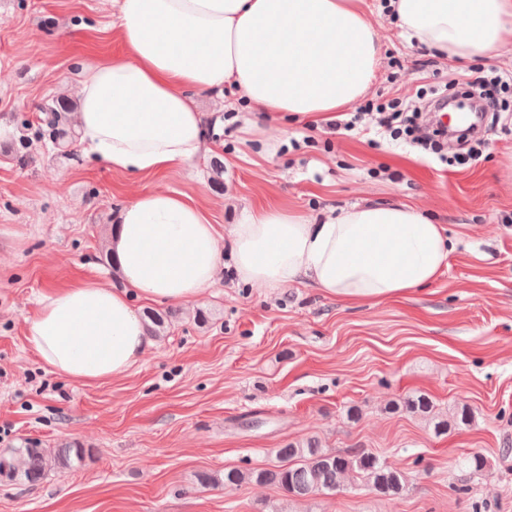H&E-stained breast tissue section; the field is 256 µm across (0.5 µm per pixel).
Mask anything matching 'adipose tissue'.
Returning <instances> with one entry per match:
<instances>
[{
    "label": "adipose tissue",
    "instance_id": "ef3b65f1",
    "mask_svg": "<svg viewBox=\"0 0 512 512\" xmlns=\"http://www.w3.org/2000/svg\"><path fill=\"white\" fill-rule=\"evenodd\" d=\"M121 55L76 82L83 155L143 174L190 165L205 148L200 92L235 89L250 126L288 113L318 117L357 103L382 61L366 0H112ZM388 17L441 59L474 60L512 43V0H389ZM109 249L119 285L86 281L44 296L29 348L75 381L118 377L149 340L133 304L193 302L223 256L239 281H307L349 302L378 303L430 286L454 242L444 225L400 204L364 202L323 217L246 212L219 235L186 196L148 191L123 204Z\"/></svg>",
    "mask_w": 512,
    "mask_h": 512
}]
</instances>
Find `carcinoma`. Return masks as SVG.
Returning a JSON list of instances; mask_svg holds the SVG:
<instances>
[{
    "label": "carcinoma",
    "mask_w": 512,
    "mask_h": 512,
    "mask_svg": "<svg viewBox=\"0 0 512 512\" xmlns=\"http://www.w3.org/2000/svg\"><path fill=\"white\" fill-rule=\"evenodd\" d=\"M65 119L62 107L56 105L48 112L46 127L48 138L58 144L65 136L61 128ZM392 410L407 412L422 418H436L433 402L424 397H407L392 403ZM473 418L471 409L463 405L447 418L435 423V428L443 432L460 425H467ZM280 465L274 468H259L248 471L228 469L219 480L209 474L199 475L203 484L224 483L226 487L239 486L244 482L273 484L291 498L330 494L340 490L343 477L356 472L362 477L367 490L381 497L403 495L408 488L407 476L394 469L379 457L364 449L336 453L319 446L318 441L289 442L274 449ZM86 449L77 442L66 448H44L34 441L9 452H0V477L9 481H24L35 484L56 469L68 468L79 462Z\"/></svg>",
    "instance_id": "cac0c4a2"
}]
</instances>
